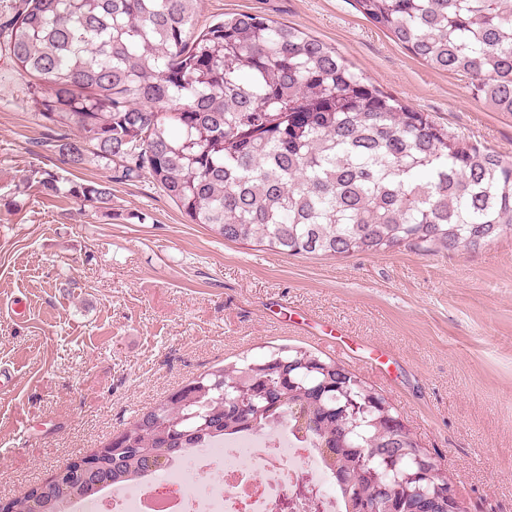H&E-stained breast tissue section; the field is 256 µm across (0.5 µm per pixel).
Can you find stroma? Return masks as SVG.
Returning <instances> with one entry per match:
<instances>
[{
	"label": "stroma",
	"mask_w": 512,
	"mask_h": 512,
	"mask_svg": "<svg viewBox=\"0 0 512 512\" xmlns=\"http://www.w3.org/2000/svg\"><path fill=\"white\" fill-rule=\"evenodd\" d=\"M285 22L437 123L512 161V113L435 71L356 11L354 0H202ZM0 56V500L101 447L212 368L303 347L344 359L397 408L454 475L470 512H512V230L474 251L287 256L191 224L148 179L88 164L107 207L19 190L60 171Z\"/></svg>",
	"instance_id": "obj_1"
}]
</instances>
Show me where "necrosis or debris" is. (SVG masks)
<instances>
[{
	"label": "necrosis or debris",
	"instance_id": "obj_1",
	"mask_svg": "<svg viewBox=\"0 0 512 512\" xmlns=\"http://www.w3.org/2000/svg\"><path fill=\"white\" fill-rule=\"evenodd\" d=\"M70 512H342L315 439L287 418L214 438L140 480L73 501Z\"/></svg>",
	"mask_w": 512,
	"mask_h": 512
}]
</instances>
